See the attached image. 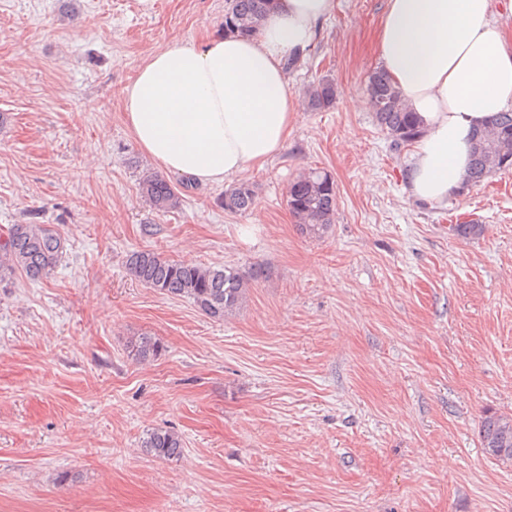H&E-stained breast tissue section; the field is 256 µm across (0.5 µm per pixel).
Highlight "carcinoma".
<instances>
[{
	"mask_svg": "<svg viewBox=\"0 0 512 512\" xmlns=\"http://www.w3.org/2000/svg\"><path fill=\"white\" fill-rule=\"evenodd\" d=\"M273 0H229L224 14V30L242 36L259 33ZM365 91L378 127L392 138L399 149L416 142L420 120L404 103L398 88L379 69L367 79ZM307 107L322 110L336 100V85L321 78L304 88ZM512 166V110L494 115L476 133L468 183L477 185L492 172ZM139 187L154 210L167 213L180 205L176 185L150 170L142 172ZM255 191L248 183H239L224 191L221 205L231 213H246L254 204ZM288 210L301 234L320 238L328 232L336 215V185L332 177L317 169L301 171L290 183L286 196ZM65 250V239L49 224H12L0 234V281L19 271L38 282L57 267ZM131 277L142 285L172 298H186L209 318L222 320L240 309L247 300L249 282L267 277L262 267L243 274L231 266H203L168 259L152 250L132 252L127 259ZM159 343L140 336L133 344L135 356L147 360L157 354ZM483 447L489 455L504 463L512 462V417L493 415L484 419L480 431ZM142 447L165 460L184 456L182 437L168 429L148 431Z\"/></svg>",
	"mask_w": 512,
	"mask_h": 512,
	"instance_id": "obj_1",
	"label": "carcinoma"
}]
</instances>
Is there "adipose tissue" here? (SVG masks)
Here are the masks:
<instances>
[{
  "label": "adipose tissue",
  "mask_w": 512,
  "mask_h": 512,
  "mask_svg": "<svg viewBox=\"0 0 512 512\" xmlns=\"http://www.w3.org/2000/svg\"><path fill=\"white\" fill-rule=\"evenodd\" d=\"M335 10L336 0H275L258 36L213 31L154 52L123 90L141 152L199 185L263 166L297 110L284 63ZM378 59L421 118L408 194L446 204L466 184L474 130L512 101V38L491 0H387Z\"/></svg>",
  "instance_id": "ef3b65f1"
}]
</instances>
